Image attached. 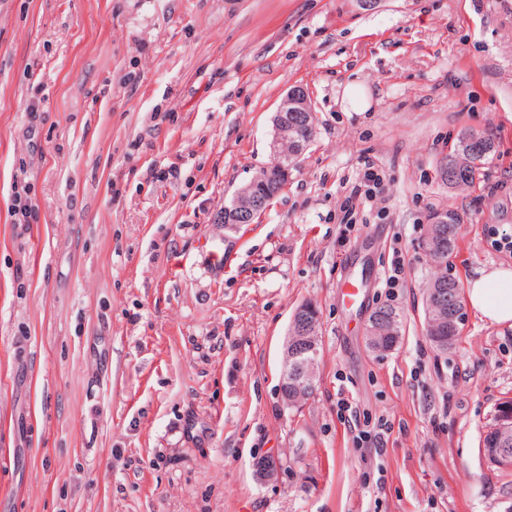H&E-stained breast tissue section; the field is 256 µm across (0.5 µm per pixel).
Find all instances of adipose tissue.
<instances>
[{"label":"adipose tissue","mask_w":512,"mask_h":512,"mask_svg":"<svg viewBox=\"0 0 512 512\" xmlns=\"http://www.w3.org/2000/svg\"><path fill=\"white\" fill-rule=\"evenodd\" d=\"M469 307L490 324L512 328V268L475 270L466 282Z\"/></svg>","instance_id":"adipose-tissue-1"}]
</instances>
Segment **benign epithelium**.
<instances>
[{"label":"benign epithelium","instance_id":"obj_1","mask_svg":"<svg viewBox=\"0 0 512 512\" xmlns=\"http://www.w3.org/2000/svg\"><path fill=\"white\" fill-rule=\"evenodd\" d=\"M298 117V122L308 129L315 128V109L309 88L294 85L283 95L273 117L272 159L283 167L287 154L284 146L297 143L296 124L289 116ZM273 195H262L253 182L246 184L235 195L234 208L228 216H220L229 224H252L269 206ZM427 323L438 327L448 322V294L445 288H436L425 300ZM292 331L284 345V363L280 377L279 393L287 407L299 406L304 392L310 391L308 378L317 371L321 353L320 319L314 308L303 303L296 308L291 319ZM282 463L275 455H265L254 463L255 477L260 482H269L279 477Z\"/></svg>","mask_w":512,"mask_h":512}]
</instances>
